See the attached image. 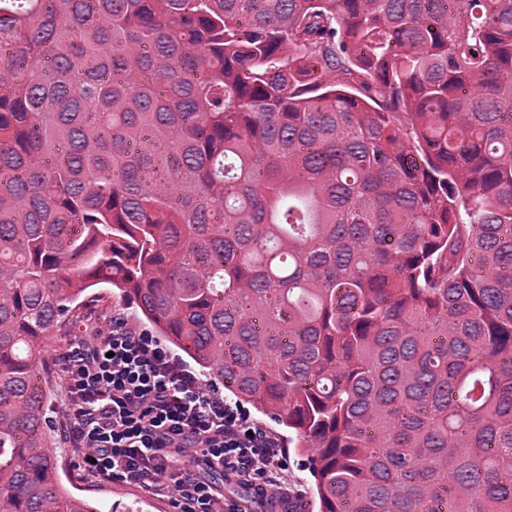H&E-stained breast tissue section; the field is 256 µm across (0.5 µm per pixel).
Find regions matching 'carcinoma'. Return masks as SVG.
Wrapping results in <instances>:
<instances>
[{
	"mask_svg": "<svg viewBox=\"0 0 512 512\" xmlns=\"http://www.w3.org/2000/svg\"><path fill=\"white\" fill-rule=\"evenodd\" d=\"M132 300L320 512H512V0H0V509L44 338Z\"/></svg>",
	"mask_w": 512,
	"mask_h": 512,
	"instance_id": "cac0c4a2",
	"label": "carcinoma"
}]
</instances>
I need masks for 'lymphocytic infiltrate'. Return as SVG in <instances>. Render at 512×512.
<instances>
[{
    "mask_svg": "<svg viewBox=\"0 0 512 512\" xmlns=\"http://www.w3.org/2000/svg\"><path fill=\"white\" fill-rule=\"evenodd\" d=\"M60 362L64 436L86 478L138 484L171 498L176 512H246L206 478L218 469L270 512L287 508L277 439L122 314L92 326Z\"/></svg>",
    "mask_w": 512,
    "mask_h": 512,
    "instance_id": "obj_1",
    "label": "lymphocytic infiltrate"
}]
</instances>
